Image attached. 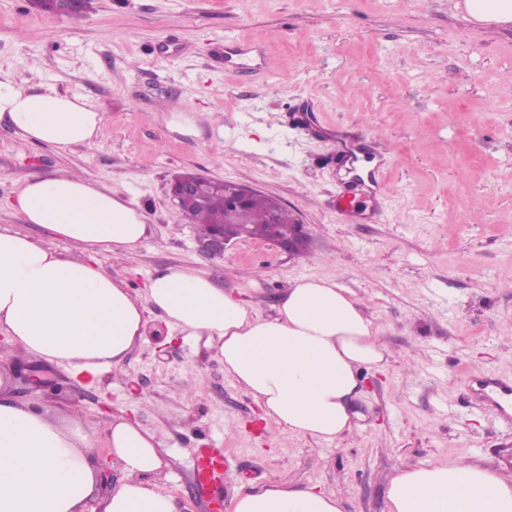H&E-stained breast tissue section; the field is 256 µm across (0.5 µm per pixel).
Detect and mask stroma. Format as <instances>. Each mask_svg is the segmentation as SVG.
Returning <instances> with one entry per match:
<instances>
[{
  "label": "stroma",
  "mask_w": 512,
  "mask_h": 512,
  "mask_svg": "<svg viewBox=\"0 0 512 512\" xmlns=\"http://www.w3.org/2000/svg\"><path fill=\"white\" fill-rule=\"evenodd\" d=\"M465 0H97L79 17L0 0V70L37 92L105 112L98 142L65 151L0 125V227L27 179L59 171L111 187L151 228L137 255L98 253L143 297L151 277L195 266L234 296L276 311L301 277H331L380 328L384 367L364 371L363 426L328 443L264 436L261 410L224 375L205 338L160 312L99 376L38 363L48 392L16 401L81 412L94 453L136 420L162 441L152 485L178 512H207L192 449L224 448L236 490L312 484L346 512H387L403 467L459 458L512 477V426L472 402L473 375L512 379V24L478 25ZM249 54L224 55L225 39ZM195 171L276 198L307 225L291 258L259 238L201 251L169 198Z\"/></svg>",
  "instance_id": "35a3bbf8"
}]
</instances>
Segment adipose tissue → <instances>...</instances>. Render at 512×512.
I'll return each mask as SVG.
<instances>
[{"mask_svg": "<svg viewBox=\"0 0 512 512\" xmlns=\"http://www.w3.org/2000/svg\"><path fill=\"white\" fill-rule=\"evenodd\" d=\"M27 140L60 150L93 145L105 115L83 98L32 92L0 78V121ZM15 208L38 236L0 228V331L27 357L98 375L141 339L154 308L189 336H204L224 374L258 402L263 421L332 442L352 430L363 370L382 366L379 328L359 300L330 278L298 279L275 315L183 266L155 275L137 300L96 261L103 248L137 253L149 226L139 207L86 178L55 174L27 180ZM70 242L62 256L43 236ZM123 482L98 487L90 429L6 394L0 377V512H177L171 493L146 482L162 466L160 442L136 421L110 426ZM388 512H512V481L458 459L399 469L387 491ZM232 512H344L333 493L293 483L241 492Z\"/></svg>", "mask_w": 512, "mask_h": 512, "instance_id": "ef3b65f1", "label": "adipose tissue"}]
</instances>
